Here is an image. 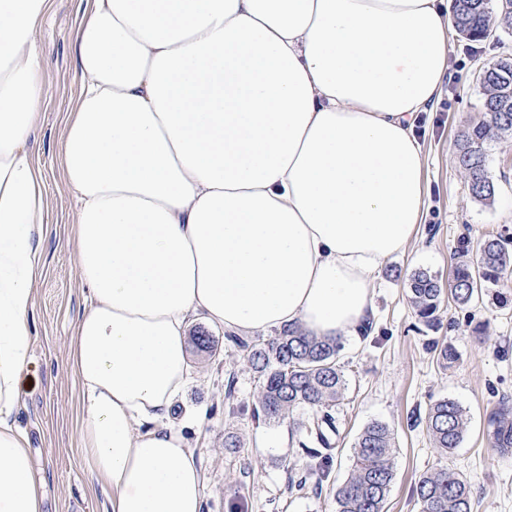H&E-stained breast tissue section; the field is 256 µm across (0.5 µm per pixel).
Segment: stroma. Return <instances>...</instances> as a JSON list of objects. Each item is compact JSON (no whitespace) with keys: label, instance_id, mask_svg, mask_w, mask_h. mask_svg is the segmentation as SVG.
<instances>
[{"label":"stroma","instance_id":"1","mask_svg":"<svg viewBox=\"0 0 512 512\" xmlns=\"http://www.w3.org/2000/svg\"><path fill=\"white\" fill-rule=\"evenodd\" d=\"M79 19L78 0H50L37 34L48 66L33 150L47 186V231L39 243L43 270L17 420L30 439L35 473L47 485L45 512H104L106 501L79 448L78 386L69 360L72 325L89 306L72 238L74 201L61 179L59 159L65 120L80 90L74 53ZM509 55L512 33L481 43L454 32L448 37L449 75L418 127L427 188L424 220L415 239L378 276L371 332L343 342L339 363L347 388L334 412L339 434L320 487L290 486V477L306 469V433L291 430L285 421L252 419L256 373L240 350L225 344L223 327L191 316L190 329L205 331L218 344L213 356L188 351L193 380L186 403L197 420L185 435L202 478L203 512H336L334 494L350 474L355 439L373 421L387 424L395 435L388 512H418L415 480L444 464L469 482L473 512H512V454L492 448L486 433L487 412L499 399H512V287L488 289L466 306L444 300L442 325L435 332L419 329L408 292L414 270L426 269L448 281L456 253L475 248L488 234L512 236V140L495 143L489 151L497 184L493 204L469 196L456 162L461 132L485 118L478 75L488 62ZM479 324L486 327L481 343L472 334ZM435 336L455 348L458 359L451 366H442L427 349ZM229 381L234 394L228 399L224 386ZM440 398L458 402L469 418L459 448L446 459L423 429L410 426L411 415L425 414ZM228 430L241 437L242 447H225Z\"/></svg>","mask_w":512,"mask_h":512}]
</instances>
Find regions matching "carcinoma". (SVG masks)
I'll return each mask as SVG.
<instances>
[{"instance_id":"1","label":"carcinoma","mask_w":512,"mask_h":512,"mask_svg":"<svg viewBox=\"0 0 512 512\" xmlns=\"http://www.w3.org/2000/svg\"><path fill=\"white\" fill-rule=\"evenodd\" d=\"M452 18L453 27L462 37L484 40L500 29H512V0H501L497 9L493 0H452ZM484 73L487 119L462 132L456 159L470 196L491 204L496 184L487 164V146L512 139V57L488 63ZM511 279L512 251L502 236L492 234L477 242L475 257L463 254L455 258L449 289H444L438 277L426 269L411 274L408 288L417 321L435 330L444 292H450L457 305L467 306L482 296L483 290ZM224 339L244 352L246 361L262 379L253 418L279 422L295 411H310L312 418L305 428L319 447L306 449V456L321 466L328 464L332 437L338 435L333 410L346 386L337 361L340 341L313 336L298 325L268 339L231 334ZM429 346L443 366L457 361L456 351L448 342L434 339ZM486 422L492 447L499 452L512 451V403L501 400L487 414ZM424 427L440 456L446 457L463 441L468 417L457 402L442 398L430 404ZM394 445V434L384 423L371 422L361 430L353 445L351 476L336 488V512H386L394 476ZM413 491L419 512H472L468 482L446 466L421 474Z\"/></svg>"}]
</instances>
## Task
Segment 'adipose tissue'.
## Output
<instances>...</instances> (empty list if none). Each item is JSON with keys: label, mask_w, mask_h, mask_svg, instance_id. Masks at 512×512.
I'll return each instance as SVG.
<instances>
[{"label": "adipose tissue", "mask_w": 512, "mask_h": 512, "mask_svg": "<svg viewBox=\"0 0 512 512\" xmlns=\"http://www.w3.org/2000/svg\"><path fill=\"white\" fill-rule=\"evenodd\" d=\"M442 0H79L61 142L91 306L72 330L80 446L108 512H201L170 416L199 314L356 335L422 222L415 136L448 69ZM49 0H0V512H43L15 423L46 185L29 147Z\"/></svg>", "instance_id": "obj_1"}]
</instances>
